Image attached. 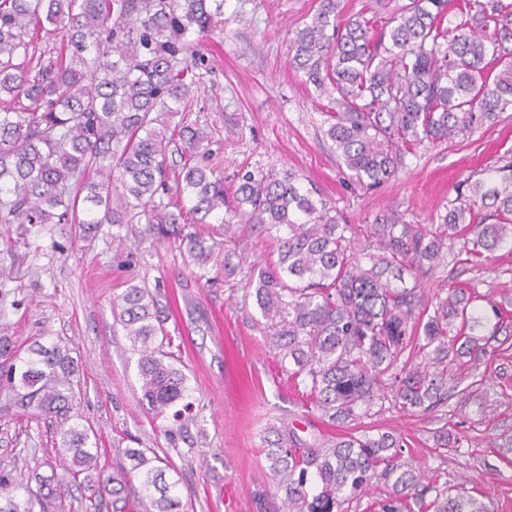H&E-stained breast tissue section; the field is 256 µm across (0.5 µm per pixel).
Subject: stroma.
<instances>
[{
  "mask_svg": "<svg viewBox=\"0 0 512 512\" xmlns=\"http://www.w3.org/2000/svg\"><path fill=\"white\" fill-rule=\"evenodd\" d=\"M318 0H224L221 24L191 34L196 83L190 112L161 113L167 127L188 123L208 134L207 163L224 180V221L186 224L206 238L210 261L197 266L179 240L146 233L153 210L187 207L175 190L158 192L154 209L123 223L87 230L78 224H12L0 228V336L17 356L34 342L62 340L80 379L78 423L98 448V468L115 472L127 448L154 452L179 482V512H281L264 452L270 427L304 440L330 434L288 378L269 340L283 317H266L253 279L276 257L277 244L244 223L234 199L242 170L297 171L315 183L343 223L366 225L397 211L436 230L458 185L512 149V111L495 125L406 154L395 177L369 190L353 182L325 136L330 99L290 65V41L310 21ZM149 289L187 376L193 418L173 430L142 398L137 356L114 319L113 300L129 285ZM427 306L452 288L476 289L482 308L509 313L476 368L460 369L453 353L411 351L415 365L450 374L448 399L428 412L401 409L389 385L378 389L370 416L349 432L400 434L430 480L468 478L479 500L512 512V255L468 261L462 241L447 242L418 276ZM458 438L436 445L439 432ZM48 422L0 416V471L50 473L57 461Z\"/></svg>",
  "mask_w": 512,
  "mask_h": 512,
  "instance_id": "1",
  "label": "stroma"
}]
</instances>
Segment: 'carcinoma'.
I'll return each instance as SVG.
<instances>
[{"label": "carcinoma", "instance_id": "cac0c4a2", "mask_svg": "<svg viewBox=\"0 0 512 512\" xmlns=\"http://www.w3.org/2000/svg\"><path fill=\"white\" fill-rule=\"evenodd\" d=\"M224 0H0V95L14 106L0 109V224H119L121 211L152 203L165 186L166 153L173 138L154 127V112L187 107L195 80L182 56L187 34L216 28ZM338 0H319L309 23L291 42L292 66L316 89L336 94L325 135L352 178L365 188L389 181L405 154L425 141L444 142L512 111V6L502 0H410L390 20H339ZM460 21L445 26L450 11ZM63 28L66 45L48 59L30 52L33 30ZM29 104H23V101ZM184 162L177 189L191 203L199 224L224 223V180L196 157L207 133L189 124L178 132ZM115 173L121 187L112 206V181L89 183L87 195L71 191L80 170ZM236 200L247 206L249 224L275 234L277 259L259 270L257 304L268 315L289 295L288 323L271 337L281 366L295 385L309 388L312 407L332 425L369 415L382 379L390 380L403 408L428 409L442 400L444 378L408 366L411 343L419 349L475 359L480 338L466 329L485 316L478 296L448 289L434 314L422 321L420 290L394 288L402 278L438 258L443 241L464 239L480 258L501 248L512 254V160L466 179L427 233L398 214L366 230L361 253L351 224L315 199L318 188L296 173H238ZM182 214L158 213L146 231L187 242L202 262L212 248L183 233ZM116 321L138 353L137 375L149 409L163 415L183 403L190 409L187 378L165 350L170 345L154 296L131 285L116 303ZM456 333H451L452 327ZM31 356L0 369V413L54 420V445L66 471L97 468V449L85 428L69 424L75 372L69 349L36 344ZM266 459L285 512H339L374 479L387 491L375 512H411L420 485L404 441L385 431L306 442L293 430L273 427L265 437ZM130 468L97 477V496L85 512H100L99 497L112 495L113 512L131 474L140 478L144 512H176L177 482L168 481L160 458L127 448ZM36 482L46 506L64 509L68 480L35 470L0 474V512H21L16 491ZM427 512H493L465 488L446 487Z\"/></svg>", "mask_w": 512, "mask_h": 512}]
</instances>
